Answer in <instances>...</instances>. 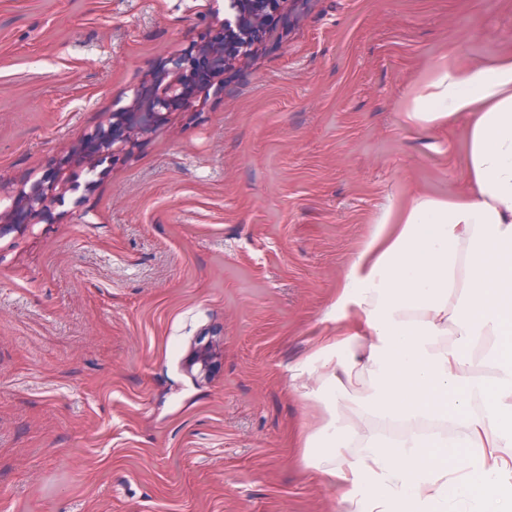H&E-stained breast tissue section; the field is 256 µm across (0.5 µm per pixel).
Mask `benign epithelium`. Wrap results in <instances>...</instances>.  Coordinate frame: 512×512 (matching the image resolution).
Masks as SVG:
<instances>
[{
    "label": "benign epithelium",
    "mask_w": 512,
    "mask_h": 512,
    "mask_svg": "<svg viewBox=\"0 0 512 512\" xmlns=\"http://www.w3.org/2000/svg\"><path fill=\"white\" fill-rule=\"evenodd\" d=\"M285 0H230L232 16L220 22L215 34L196 47V53L172 57L134 92L130 105L112 113V139L85 140L81 154L93 160L97 150L112 148V155L126 151L132 139L155 129L169 112L187 111L198 93L224 76V70L247 57L254 42L267 30L271 15ZM60 172L52 171L34 182L29 190L12 199L8 222L30 224L47 209V203L60 199Z\"/></svg>",
    "instance_id": "7a95c632"
}]
</instances>
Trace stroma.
<instances>
[{
  "label": "stroma",
  "instance_id": "1",
  "mask_svg": "<svg viewBox=\"0 0 512 512\" xmlns=\"http://www.w3.org/2000/svg\"><path fill=\"white\" fill-rule=\"evenodd\" d=\"M227 2L0 0V192L70 185L0 228V512H334L291 368L381 207L464 192L462 123L401 114L512 48V0H287L193 109L78 161Z\"/></svg>",
  "mask_w": 512,
  "mask_h": 512
}]
</instances>
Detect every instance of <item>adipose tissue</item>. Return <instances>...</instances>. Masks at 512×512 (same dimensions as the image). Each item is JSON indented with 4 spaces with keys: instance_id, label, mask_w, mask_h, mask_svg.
Segmentation results:
<instances>
[{
    "instance_id": "obj_1",
    "label": "adipose tissue",
    "mask_w": 512,
    "mask_h": 512,
    "mask_svg": "<svg viewBox=\"0 0 512 512\" xmlns=\"http://www.w3.org/2000/svg\"><path fill=\"white\" fill-rule=\"evenodd\" d=\"M462 115L466 191L383 209L292 369L337 512H512V54L436 64L402 119Z\"/></svg>"
}]
</instances>
